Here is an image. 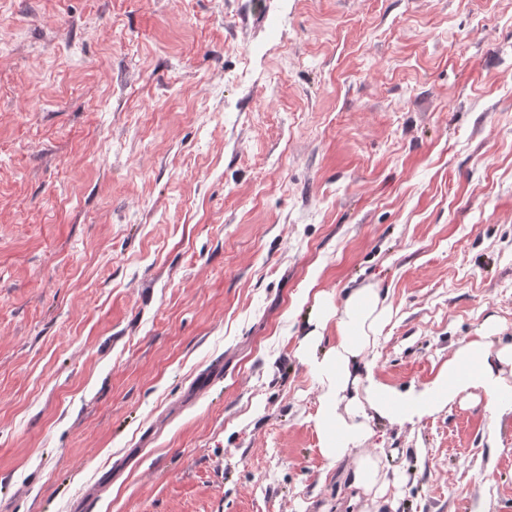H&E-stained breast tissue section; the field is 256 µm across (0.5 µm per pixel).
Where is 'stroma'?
<instances>
[{
  "label": "stroma",
  "mask_w": 512,
  "mask_h": 512,
  "mask_svg": "<svg viewBox=\"0 0 512 512\" xmlns=\"http://www.w3.org/2000/svg\"><path fill=\"white\" fill-rule=\"evenodd\" d=\"M363 285L391 385L512 343V0H0V512H336ZM371 427L396 512H512L511 409ZM391 310L379 288L364 285L351 288L336 304L321 292L314 297L308 330L300 342V359L308 366L319 390V407L315 419L321 436V455L341 462L366 442L371 431L368 415L358 395L363 386L364 399L370 410L390 425H414L453 402L470 389L477 403L481 398L487 412L496 420L499 409L512 406V383L501 375L500 364L512 363V344L493 347L492 325L480 336L460 346L454 356L443 363L436 375L422 387L400 390L375 377L360 376V364L368 348L388 322ZM335 326V340L326 350L319 349L320 336L328 325ZM355 396L347 402L345 414L339 411L349 390Z\"/></svg>",
  "instance_id": "1"
}]
</instances>
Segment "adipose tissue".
Instances as JSON below:
<instances>
[{
	"label": "adipose tissue",
	"mask_w": 512,
	"mask_h": 512,
	"mask_svg": "<svg viewBox=\"0 0 512 512\" xmlns=\"http://www.w3.org/2000/svg\"><path fill=\"white\" fill-rule=\"evenodd\" d=\"M391 316L379 289L370 285L350 289L340 301L325 293L314 297L309 330L298 353L319 390L315 419L321 436L320 452L332 462L353 458L351 488L371 497L372 512H393V504L382 489L381 467L373 456L353 457L354 449L366 442L370 416L391 425H412L453 402L463 392L479 390L490 415L512 402V383L500 367L512 363V344L493 347L490 332H483L460 346L422 387L401 390L375 377H361L360 365ZM334 327L335 340L320 349L327 327ZM362 396H355V389Z\"/></svg>",
	"instance_id": "1"
}]
</instances>
